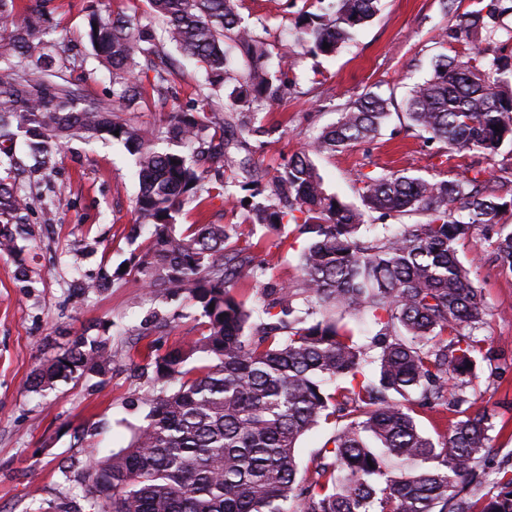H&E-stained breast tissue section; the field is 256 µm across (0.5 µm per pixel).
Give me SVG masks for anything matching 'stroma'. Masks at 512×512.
Returning <instances> with one entry per match:
<instances>
[{"label":"stroma","mask_w":512,"mask_h":512,"mask_svg":"<svg viewBox=\"0 0 512 512\" xmlns=\"http://www.w3.org/2000/svg\"><path fill=\"white\" fill-rule=\"evenodd\" d=\"M305 0H245L241 16L257 27L270 52L292 48L294 84L282 102L258 116L262 133L250 136L268 171H276L319 130L333 124L340 108L372 91L392 102V117L374 141L315 164L328 193L360 205L362 174L401 170L410 174H444L448 162L424 134L408 129L404 98L413 83L429 77L434 55L463 54L455 41L437 45L440 30L455 27L461 13L475 10V0H458L446 12L442 0H382L379 13L361 28L353 42L334 55H315L290 47L294 18ZM148 15L147 0H47L40 36L49 53L65 59V80L76 84L83 99L112 100V77L97 59L87 38L91 16ZM166 52L177 75L182 107H190L205 89V72L174 47ZM236 204L217 197L203 205L188 202L176 220L179 229L207 219L231 224L230 247L250 246L266 262L260 281L241 280L233 293L246 307L261 312L264 284L290 285L300 276V254L307 244L294 226L272 230L245 222L247 191L233 186ZM137 181L132 159L122 144L72 140L57 158L54 171L32 183L29 221L36 247L30 267L33 290L20 287L10 257L0 255V512H33L41 504L76 502L91 512L85 496L87 465L125 448L143 424L146 409L136 399L152 389L145 368L153 355L201 336L206 319L183 299L152 297L133 275L109 289L75 300L77 282L115 271L130 253L144 245L131 238L137 219ZM54 202V224L42 222V205ZM471 265V279L489 312L484 329L503 373L495 384L476 379L470 394L476 407L493 416L491 444L498 453L490 460L487 482L499 465L512 463V274L491 262L487 243L474 234L458 247ZM172 312L169 326L146 324L152 309ZM108 332L112 337V368L80 380H61L55 388L33 391L28 379L41 362L53 357L79 335Z\"/></svg>","instance_id":"1"}]
</instances>
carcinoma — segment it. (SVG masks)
Instances as JSON below:
<instances>
[{"instance_id":"1","label":"carcinoma","mask_w":512,"mask_h":512,"mask_svg":"<svg viewBox=\"0 0 512 512\" xmlns=\"http://www.w3.org/2000/svg\"><path fill=\"white\" fill-rule=\"evenodd\" d=\"M13 2L0 0V25L13 27L0 43V58L13 59L0 67V142L22 139L33 172L55 169L74 138L122 143L139 182L135 228L151 227L128 271L154 295L188 297L208 319L205 334L155 358L156 386L141 399L146 424L126 448L94 460L86 489L94 512H512L511 467L498 469L494 492L482 490L494 423L472 410L469 387L485 372L495 382L497 354L478 335L487 309L458 258L459 244L480 230L490 257L512 274V224L504 221L512 178L483 167L512 145V57L481 46L497 36L492 22L512 14V0H489L443 32L442 41H464L469 52L438 55L405 99L409 125L461 159L452 178L367 173L360 207L326 192L313 156L369 142L389 118L388 100L370 91L277 171L249 218L277 229L286 219L308 245L299 282L275 289L257 321L232 288L259 279L264 263L248 247L227 249L234 225L195 224L179 234L176 214L226 189L224 125L253 123L257 109L284 98L288 54L270 69L267 44L241 19L240 0H148L163 23L160 42L134 15L92 20L90 43L112 70V107L90 101L77 109L78 89L40 71L46 0H34L20 25ZM379 2L329 0L319 13L301 11L294 42L332 55ZM165 43L200 63L210 86L232 87L224 112L210 94L191 112L170 103ZM148 95L170 105L165 124L152 129L124 117ZM163 140L180 149L159 150ZM239 167L242 186L262 194L265 170L250 157ZM30 210L16 181L0 178V253L13 258L24 288L36 283L25 258L35 236ZM373 213L400 222L399 232L364 236ZM413 216L420 220L403 223ZM120 278L103 271L81 288H110ZM338 310L369 317L370 342L337 320ZM193 357L201 364L189 368ZM111 364L112 337L81 335L38 365L29 385L46 391ZM444 405L455 421L435 439L418 425L417 408ZM331 419L342 426L312 475L298 478L299 440Z\"/></svg>"}]
</instances>
